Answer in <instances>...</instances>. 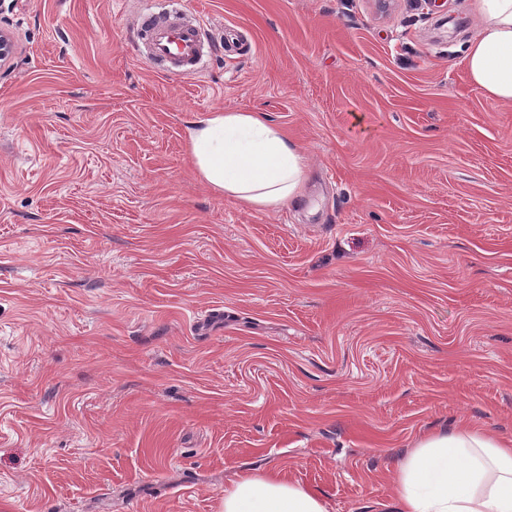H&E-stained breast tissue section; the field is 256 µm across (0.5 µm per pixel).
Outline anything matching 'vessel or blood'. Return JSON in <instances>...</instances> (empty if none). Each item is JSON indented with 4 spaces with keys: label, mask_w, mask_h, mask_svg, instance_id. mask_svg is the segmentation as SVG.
Returning a JSON list of instances; mask_svg holds the SVG:
<instances>
[{
    "label": "vessel or blood",
    "mask_w": 512,
    "mask_h": 512,
    "mask_svg": "<svg viewBox=\"0 0 512 512\" xmlns=\"http://www.w3.org/2000/svg\"><path fill=\"white\" fill-rule=\"evenodd\" d=\"M138 35L148 40L151 58L162 70L198 69L202 59L201 24L183 21L174 14L164 20L147 17Z\"/></svg>",
    "instance_id": "b4317fda"
}]
</instances>
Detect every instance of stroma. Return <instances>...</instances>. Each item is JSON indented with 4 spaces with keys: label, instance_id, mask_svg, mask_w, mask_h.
<instances>
[{
    "label": "stroma",
    "instance_id": "stroma-1",
    "mask_svg": "<svg viewBox=\"0 0 512 512\" xmlns=\"http://www.w3.org/2000/svg\"><path fill=\"white\" fill-rule=\"evenodd\" d=\"M204 24L200 73L135 39ZM0 512H219L281 469L377 512L458 425L512 443V107L470 0H0ZM304 152L300 205L196 173L205 112Z\"/></svg>",
    "mask_w": 512,
    "mask_h": 512
}]
</instances>
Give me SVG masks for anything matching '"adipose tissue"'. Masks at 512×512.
Segmentation results:
<instances>
[{
  "label": "adipose tissue",
  "mask_w": 512,
  "mask_h": 512,
  "mask_svg": "<svg viewBox=\"0 0 512 512\" xmlns=\"http://www.w3.org/2000/svg\"><path fill=\"white\" fill-rule=\"evenodd\" d=\"M473 37L464 49L472 81L512 105V0H472ZM197 174L214 190L255 207L303 195L307 159L258 112H207L188 130ZM397 492L378 512H512V447L477 428L421 439L397 463ZM221 512H330L315 490L282 472L245 474L224 487Z\"/></svg>",
  "instance_id": "obj_1"
}]
</instances>
